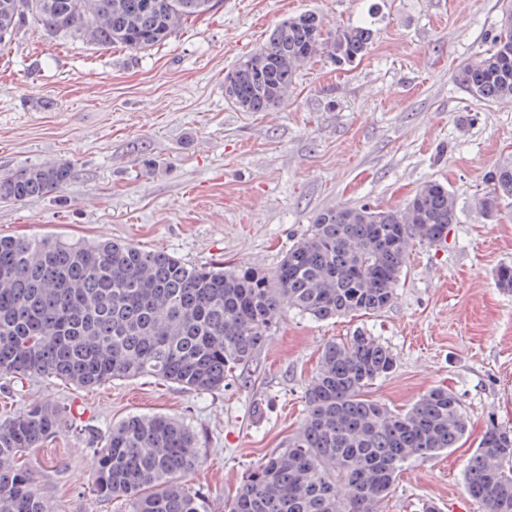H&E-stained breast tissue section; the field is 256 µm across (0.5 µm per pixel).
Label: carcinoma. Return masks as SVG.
I'll use <instances>...</instances> for the list:
<instances>
[{
	"label": "carcinoma",
	"instance_id": "obj_1",
	"mask_svg": "<svg viewBox=\"0 0 512 512\" xmlns=\"http://www.w3.org/2000/svg\"><path fill=\"white\" fill-rule=\"evenodd\" d=\"M217 0H0V33L28 16L54 33L148 51ZM374 38L362 24L323 34L305 12L281 22L224 75V98L240 112L277 106L318 51L362 57ZM512 30L467 59L457 79L472 97L512 98ZM70 165L24 166L0 177V201L25 202L67 185ZM480 200L492 216L512 198V160L490 171ZM457 223L448 188L424 183L401 210L326 209L275 270L187 264L161 250L101 239L0 236V376L53 377L77 388L151 376L194 392L224 389L232 371L265 345L280 299L318 320L378 312L392 302L409 240L434 245ZM512 291V264L495 271ZM395 359L365 331L326 344L305 390L307 416L284 450L255 467L229 512H381L403 466L454 448L467 420L455 394L434 388L404 413L364 398ZM60 429L56 410L32 403L0 420V512H45L21 453ZM198 461L197 438L161 414L131 415L92 450V491L127 512H207L178 480ZM466 489L484 512H512V427L491 423L465 466Z\"/></svg>",
	"mask_w": 512,
	"mask_h": 512
}]
</instances>
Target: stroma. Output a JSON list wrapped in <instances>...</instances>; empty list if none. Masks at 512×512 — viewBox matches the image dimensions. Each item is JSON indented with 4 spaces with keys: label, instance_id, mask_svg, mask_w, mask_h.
<instances>
[{
    "label": "stroma",
    "instance_id": "35a3bbf8",
    "mask_svg": "<svg viewBox=\"0 0 512 512\" xmlns=\"http://www.w3.org/2000/svg\"><path fill=\"white\" fill-rule=\"evenodd\" d=\"M512 0H220L146 52L51 33L37 20L0 49V174L65 162L61 190L0 203V235L104 236L186 263L274 270L322 210L402 208L425 182L444 183L458 220L436 246L412 242L391 304L320 321L281 304L264 348L224 390L197 393L152 377L79 389L0 377V419L31 403L57 407L60 432L20 459L49 512H125L94 495L91 456L113 424L165 414L188 424L199 462L184 477L208 512L228 506L248 470L286 447L307 410L305 388L327 342L362 329L395 358L367 399L410 409L432 388L455 393L463 446L409 461L381 512H483L465 464L490 422L512 424V199L478 205L487 174L512 158V100L480 102L456 79L487 49ZM312 10L325 30L370 23L361 59L326 55L266 112L224 100V74L275 25Z\"/></svg>",
    "mask_w": 512,
    "mask_h": 512
}]
</instances>
